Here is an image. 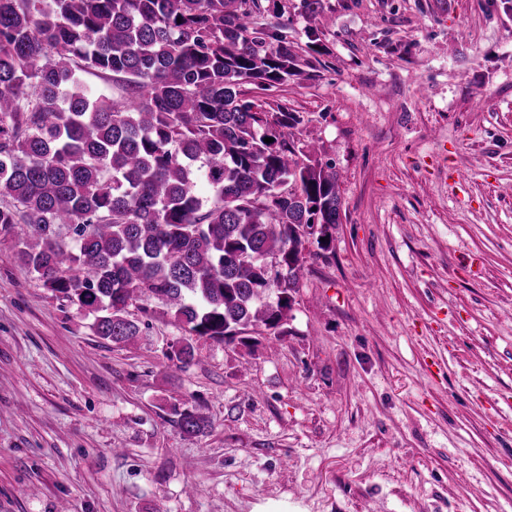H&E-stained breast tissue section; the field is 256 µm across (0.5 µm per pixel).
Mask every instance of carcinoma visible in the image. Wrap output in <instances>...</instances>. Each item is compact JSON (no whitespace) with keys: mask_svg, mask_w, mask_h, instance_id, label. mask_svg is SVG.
I'll return each mask as SVG.
<instances>
[{"mask_svg":"<svg viewBox=\"0 0 512 512\" xmlns=\"http://www.w3.org/2000/svg\"><path fill=\"white\" fill-rule=\"evenodd\" d=\"M296 9L322 53L325 0ZM259 13V0H0V236L103 339L131 342L129 308L154 305L191 336H281L311 240L329 250L342 223L335 166L296 138L304 116L243 90L301 74ZM83 73L112 77L118 97ZM171 422L211 427L195 406Z\"/></svg>","mask_w":512,"mask_h":512,"instance_id":"obj_1","label":"carcinoma"}]
</instances>
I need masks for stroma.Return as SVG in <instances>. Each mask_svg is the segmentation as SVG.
<instances>
[{"label": "stroma", "instance_id": "1", "mask_svg": "<svg viewBox=\"0 0 512 512\" xmlns=\"http://www.w3.org/2000/svg\"><path fill=\"white\" fill-rule=\"evenodd\" d=\"M297 2L258 21L308 66L246 91L304 116L343 213L285 336L112 343L0 237V512H512V6L329 0L312 55ZM171 421L187 436H199L204 434L210 427L209 417L196 406L173 407Z\"/></svg>", "mask_w": 512, "mask_h": 512}]
</instances>
